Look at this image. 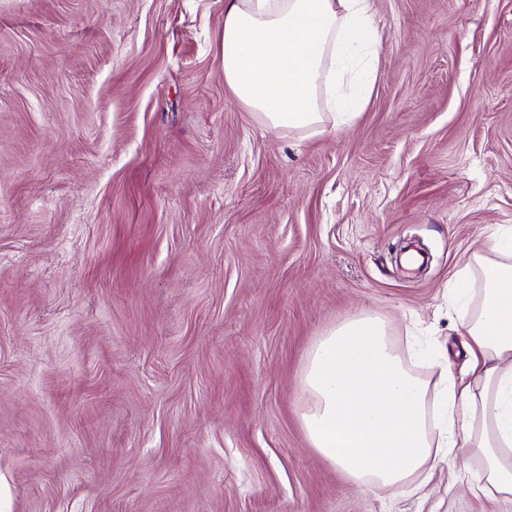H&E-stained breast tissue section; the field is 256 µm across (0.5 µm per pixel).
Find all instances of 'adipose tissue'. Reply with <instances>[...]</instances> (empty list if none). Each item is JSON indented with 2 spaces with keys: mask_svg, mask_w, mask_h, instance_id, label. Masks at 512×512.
Segmentation results:
<instances>
[{
  "mask_svg": "<svg viewBox=\"0 0 512 512\" xmlns=\"http://www.w3.org/2000/svg\"><path fill=\"white\" fill-rule=\"evenodd\" d=\"M375 0H224V84L272 131L343 123L368 101L380 35ZM466 378L440 367L438 390L361 314L312 345L301 420L316 451L356 485L405 489L440 459L479 458V489L512 500V227L454 273Z\"/></svg>",
  "mask_w": 512,
  "mask_h": 512,
  "instance_id": "1",
  "label": "adipose tissue"
}]
</instances>
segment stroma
Instances as JSON below:
<instances>
[{"instance_id":"obj_1","label":"stroma","mask_w":512,"mask_h":512,"mask_svg":"<svg viewBox=\"0 0 512 512\" xmlns=\"http://www.w3.org/2000/svg\"><path fill=\"white\" fill-rule=\"evenodd\" d=\"M353 124L269 132L224 0H0V512H512L311 447L299 374L363 313L466 362L453 274L512 225V0H375Z\"/></svg>"}]
</instances>
